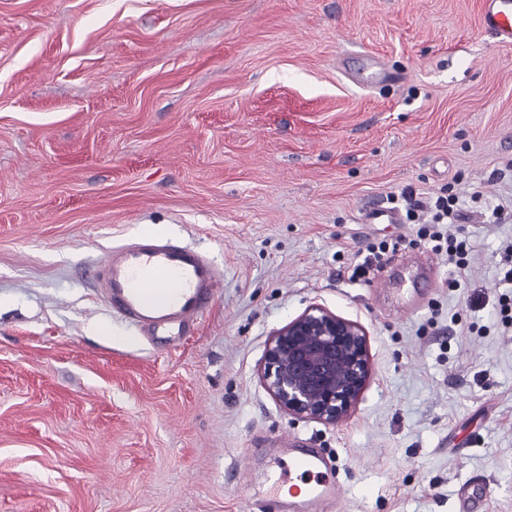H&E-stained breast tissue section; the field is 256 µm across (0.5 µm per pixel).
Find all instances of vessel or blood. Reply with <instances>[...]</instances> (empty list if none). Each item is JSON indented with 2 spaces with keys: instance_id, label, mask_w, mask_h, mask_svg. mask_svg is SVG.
Listing matches in <instances>:
<instances>
[{
  "instance_id": "vessel-or-blood-1",
  "label": "vessel or blood",
  "mask_w": 512,
  "mask_h": 512,
  "mask_svg": "<svg viewBox=\"0 0 512 512\" xmlns=\"http://www.w3.org/2000/svg\"><path fill=\"white\" fill-rule=\"evenodd\" d=\"M482 28L512 43V0H482ZM102 291L113 312L153 343H173L197 327L215 301L217 265L201 251L153 234L109 250L99 272ZM292 468L310 476L306 512H318L338 496L334 469L318 453L302 450L290 457Z\"/></svg>"
}]
</instances>
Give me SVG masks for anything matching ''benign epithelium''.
<instances>
[{"label":"benign epithelium","mask_w":512,"mask_h":512,"mask_svg":"<svg viewBox=\"0 0 512 512\" xmlns=\"http://www.w3.org/2000/svg\"><path fill=\"white\" fill-rule=\"evenodd\" d=\"M369 375L367 334L315 305L273 331L262 379L288 413L336 425L356 407Z\"/></svg>","instance_id":"1"}]
</instances>
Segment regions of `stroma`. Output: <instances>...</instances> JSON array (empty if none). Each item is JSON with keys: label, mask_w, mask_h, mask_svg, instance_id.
Returning <instances> with one entry per match:
<instances>
[{"label": "stroma", "mask_w": 512, "mask_h": 512, "mask_svg": "<svg viewBox=\"0 0 512 512\" xmlns=\"http://www.w3.org/2000/svg\"><path fill=\"white\" fill-rule=\"evenodd\" d=\"M481 0H0V512H263L281 438L321 449L325 512H512V44ZM361 55L396 82L354 77ZM454 185L468 275L414 224ZM144 233L223 267L172 350L96 270ZM400 240L351 279L367 243ZM359 322L344 423L282 410L270 333L312 305Z\"/></svg>", "instance_id": "obj_1"}]
</instances>
